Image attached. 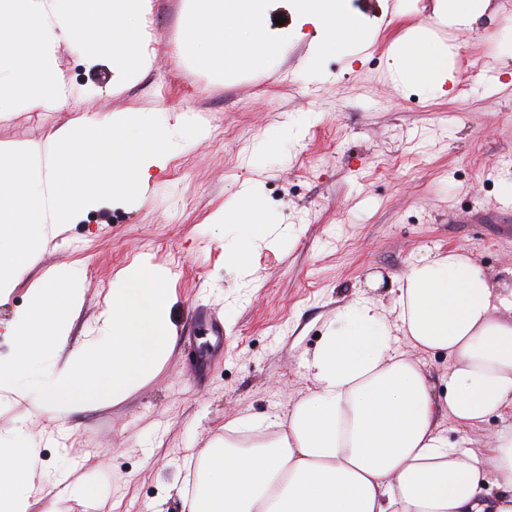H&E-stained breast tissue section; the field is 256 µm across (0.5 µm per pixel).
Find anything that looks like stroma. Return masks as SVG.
I'll list each match as a JSON object with an SVG mask.
<instances>
[{
  "label": "stroma",
  "instance_id": "35a3bbf8",
  "mask_svg": "<svg viewBox=\"0 0 512 512\" xmlns=\"http://www.w3.org/2000/svg\"><path fill=\"white\" fill-rule=\"evenodd\" d=\"M149 63L122 88L107 62L88 63L65 37L61 105L0 112V150L47 145L88 117L155 114L177 141L144 203L106 201L34 253L0 304V322L25 312L57 274L76 273L82 306L70 347L97 336L117 275L137 264L174 283L173 351L121 402L97 400L58 415L32 397L0 402V433L26 425L47 470L90 456L68 489L31 512H180L172 493L184 462L240 415L287 413L307 391L302 356L338 308L363 299L392 305L391 277L432 253L463 250L487 272L512 265V0H489L476 22L449 27L436 0H352L376 31L352 53L306 75L307 41L292 39L261 70L232 78L199 71L183 35L189 0H146ZM446 44L451 80L402 86L391 50L413 29ZM259 194L269 244L250 274L223 262L236 228L210 216ZM224 322L216 337L195 323L198 306Z\"/></svg>",
  "mask_w": 512,
  "mask_h": 512
}]
</instances>
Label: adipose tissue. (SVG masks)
<instances>
[{"instance_id":"obj_1","label":"adipose tissue","mask_w":512,"mask_h":512,"mask_svg":"<svg viewBox=\"0 0 512 512\" xmlns=\"http://www.w3.org/2000/svg\"><path fill=\"white\" fill-rule=\"evenodd\" d=\"M391 69L402 83L439 87L448 55L404 41ZM239 233L223 259L247 269L262 208L256 193L229 203ZM393 310L365 300L338 309L304 358L307 392L287 415L239 416L198 457L183 512H512V426L483 450L457 447L440 426L480 428L512 415V268L481 269L455 250L408 265L394 278ZM401 330L411 354L396 352ZM448 355L436 387L418 360ZM490 473L496 495L481 479ZM48 474L24 436L0 445V512H29Z\"/></svg>"}]
</instances>
